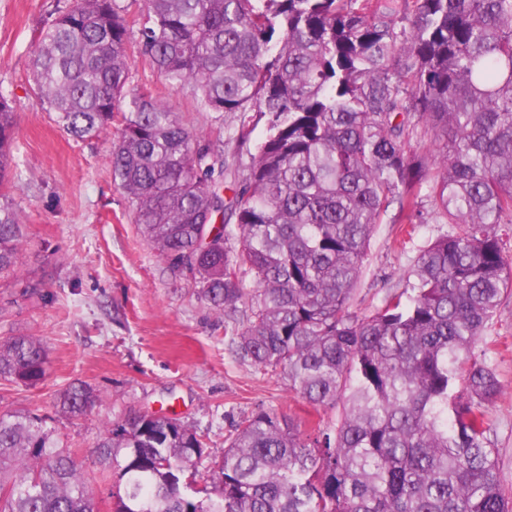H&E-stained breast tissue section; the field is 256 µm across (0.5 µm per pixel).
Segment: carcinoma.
<instances>
[{
	"label": "carcinoma",
	"mask_w": 512,
	"mask_h": 512,
	"mask_svg": "<svg viewBox=\"0 0 512 512\" xmlns=\"http://www.w3.org/2000/svg\"><path fill=\"white\" fill-rule=\"evenodd\" d=\"M140 2L137 23L118 0L58 10L31 58L36 106L82 141L124 113L112 181L144 238L210 308L233 319L247 305L237 351L333 417L310 434L275 411L244 419L197 488L186 473L202 436L135 414L97 444L112 512H512L489 437L502 384L474 353L512 291L496 230L512 223V0ZM134 49L216 130L194 134L132 85ZM14 114L0 93V189ZM261 121L248 172L225 185L224 146ZM418 134L438 158L414 152ZM426 185L454 231L419 250L407 288L357 315L377 226L424 223ZM24 244L1 202V278L19 277ZM45 376L38 338L0 340V381ZM98 400L73 384L54 407L78 417ZM83 468L46 418L0 413V512H101Z\"/></svg>",
	"instance_id": "1"
}]
</instances>
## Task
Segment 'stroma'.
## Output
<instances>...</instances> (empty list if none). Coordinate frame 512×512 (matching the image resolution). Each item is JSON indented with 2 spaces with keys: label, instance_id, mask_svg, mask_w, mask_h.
Instances as JSON below:
<instances>
[{
  "label": "stroma",
  "instance_id": "obj_1",
  "mask_svg": "<svg viewBox=\"0 0 512 512\" xmlns=\"http://www.w3.org/2000/svg\"><path fill=\"white\" fill-rule=\"evenodd\" d=\"M59 6L0 0V92L17 103L8 199L25 227L20 274L45 282L41 295L29 297L19 283L0 281V338L38 337L47 354L46 378L37 386L0 381V412L49 417L60 447L86 459L85 476L100 500L108 487L89 461L105 427L130 414L176 417L205 435L213 455L241 419L258 412L312 422L319 415L293 397L280 371L257 369L229 347L223 313L198 298L191 279L172 276L141 236L126 194L112 182V132L76 140L53 113L36 107L32 50ZM132 71L135 84L166 101L194 133H211L210 113L199 111L187 91L166 84L141 57ZM399 230L377 226L352 300L356 314L402 291L420 248L453 227L432 220L417 225L407 242ZM475 351L503 384L490 409V438L512 490V293ZM76 382L94 388L99 402L79 417L56 414L55 396Z\"/></svg>",
  "mask_w": 512,
  "mask_h": 512
}]
</instances>
